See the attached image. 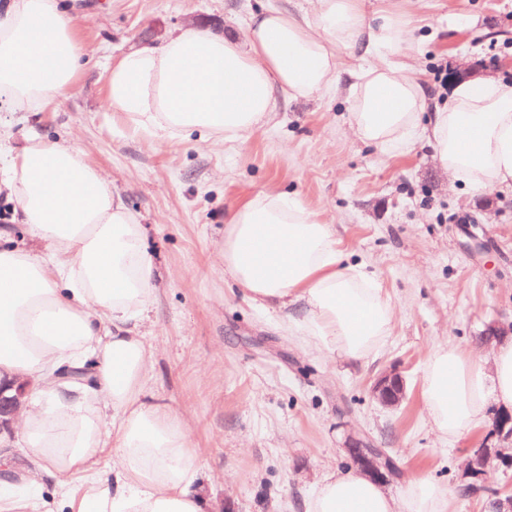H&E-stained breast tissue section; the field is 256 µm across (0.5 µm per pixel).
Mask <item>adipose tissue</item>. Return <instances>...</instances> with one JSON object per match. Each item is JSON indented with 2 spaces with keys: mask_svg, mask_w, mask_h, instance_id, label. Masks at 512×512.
Returning <instances> with one entry per match:
<instances>
[{
  "mask_svg": "<svg viewBox=\"0 0 512 512\" xmlns=\"http://www.w3.org/2000/svg\"><path fill=\"white\" fill-rule=\"evenodd\" d=\"M83 22L61 0H0V105L36 112L65 95L89 62L75 40ZM410 39L398 16L367 14L359 0H315L307 15L262 9L239 36L187 27L124 54L108 70L107 101L170 141H232L269 121L276 91L329 92L345 73L342 53L359 51L371 60L349 84L361 140L404 153L422 129L456 179L512 190V81L458 80L447 106L428 112L426 87L396 59ZM0 180L23 234L52 254L0 236V380L30 384L14 428L31 466L21 483L0 480V512H40L48 479L60 512H205L188 418L145 392L154 351L140 328L159 271L137 215L74 145L30 138L0 154ZM219 255L253 303L300 305L296 331L311 347L357 361L390 334L395 310L373 275L288 195L231 210ZM423 396L440 436L484 428L488 397L512 406V340L496 345L488 372L471 352L436 346ZM448 501L426 478L396 499L349 469L321 480L307 512H448Z\"/></svg>",
  "mask_w": 512,
  "mask_h": 512,
  "instance_id": "1",
  "label": "adipose tissue"
}]
</instances>
